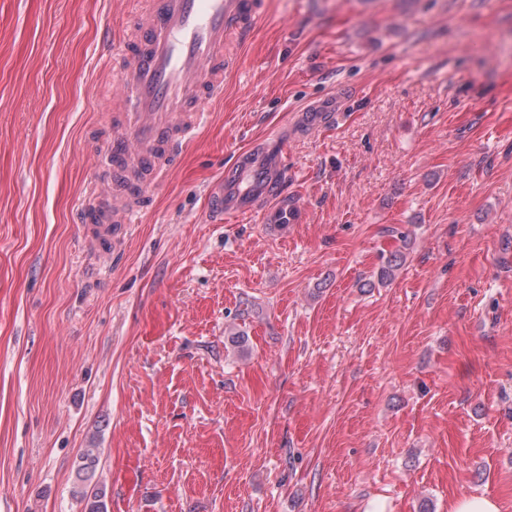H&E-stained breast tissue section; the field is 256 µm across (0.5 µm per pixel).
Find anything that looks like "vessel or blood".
<instances>
[{
	"mask_svg": "<svg viewBox=\"0 0 512 512\" xmlns=\"http://www.w3.org/2000/svg\"><path fill=\"white\" fill-rule=\"evenodd\" d=\"M125 28L105 31L103 63L116 89L105 140L107 171L81 191L76 210L86 244L119 250L154 206V191L195 143L210 106L224 92L233 45L244 43L264 15L265 0H132ZM328 97L298 111L290 128L238 151L208 198L210 221L259 215L282 228L301 208L281 191L288 143L296 132L329 123Z\"/></svg>",
	"mask_w": 512,
	"mask_h": 512,
	"instance_id": "1",
	"label": "vessel or blood"
}]
</instances>
